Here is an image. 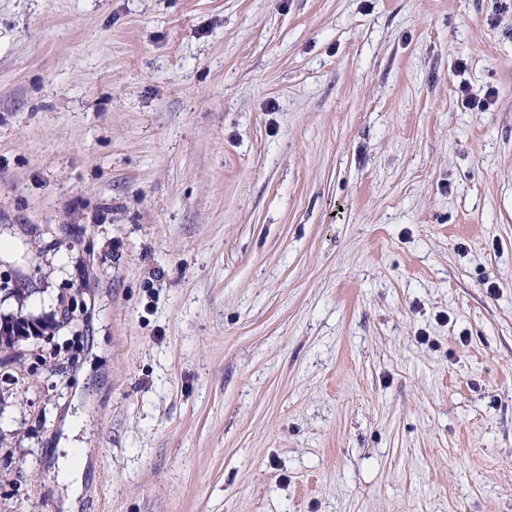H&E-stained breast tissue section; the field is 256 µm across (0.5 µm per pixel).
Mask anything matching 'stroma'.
Returning <instances> with one entry per match:
<instances>
[{"mask_svg":"<svg viewBox=\"0 0 512 512\" xmlns=\"http://www.w3.org/2000/svg\"><path fill=\"white\" fill-rule=\"evenodd\" d=\"M20 310L0 512H512V0H0ZM66 450V457L60 459V468L65 479L71 483V491L64 498L62 507L66 511L73 512L78 508V489L87 460V453L84 448H78L75 453H69V448H66Z\"/></svg>","mask_w":512,"mask_h":512,"instance_id":"stroma-1","label":"stroma"}]
</instances>
